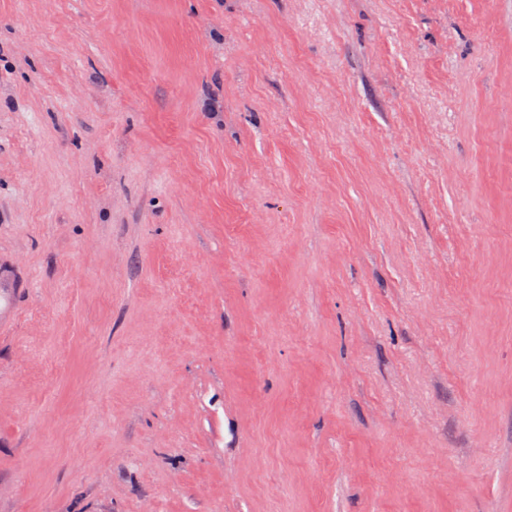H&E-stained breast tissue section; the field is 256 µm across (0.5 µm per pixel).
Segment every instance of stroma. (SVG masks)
I'll return each mask as SVG.
<instances>
[{
  "instance_id": "35a3bbf8",
  "label": "stroma",
  "mask_w": 512,
  "mask_h": 512,
  "mask_svg": "<svg viewBox=\"0 0 512 512\" xmlns=\"http://www.w3.org/2000/svg\"><path fill=\"white\" fill-rule=\"evenodd\" d=\"M0 512H512V0H0ZM16 258L0 250V330L11 324L16 316L17 299L27 287Z\"/></svg>"
}]
</instances>
